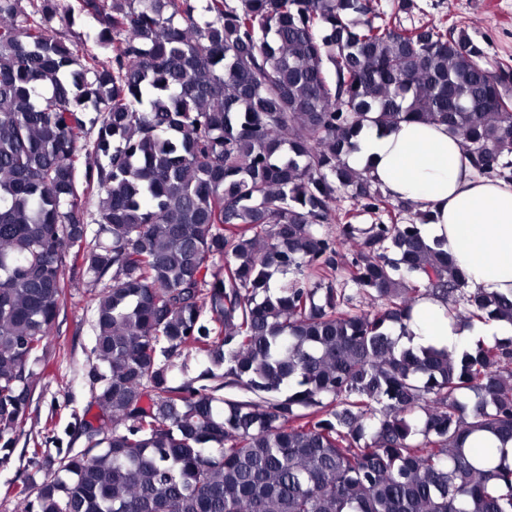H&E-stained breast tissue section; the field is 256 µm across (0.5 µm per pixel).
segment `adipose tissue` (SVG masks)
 I'll use <instances>...</instances> for the list:
<instances>
[{
    "label": "adipose tissue",
    "instance_id": "1",
    "mask_svg": "<svg viewBox=\"0 0 512 512\" xmlns=\"http://www.w3.org/2000/svg\"><path fill=\"white\" fill-rule=\"evenodd\" d=\"M361 156L384 194L426 214L423 233L447 248L469 287L512 298V183L477 174L460 142L435 123L403 122L372 135ZM444 313L440 300H420L410 322L413 345L459 351L512 335L502 319L456 332Z\"/></svg>",
    "mask_w": 512,
    "mask_h": 512
}]
</instances>
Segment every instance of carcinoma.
Wrapping results in <instances>:
<instances>
[{"mask_svg":"<svg viewBox=\"0 0 512 512\" xmlns=\"http://www.w3.org/2000/svg\"><path fill=\"white\" fill-rule=\"evenodd\" d=\"M197 2L0 0L1 464L79 288L66 260L109 277L99 413L19 512H512V465L466 447L512 442V337L401 343L425 296L452 327L512 322V299L465 289L412 204L349 164L363 135L431 120L512 182V72L369 0ZM75 13L96 44L53 26ZM345 195L388 222L320 233ZM185 349L207 367L175 385Z\"/></svg>","mask_w":512,"mask_h":512,"instance_id":"obj_1","label":"carcinoma"}]
</instances>
